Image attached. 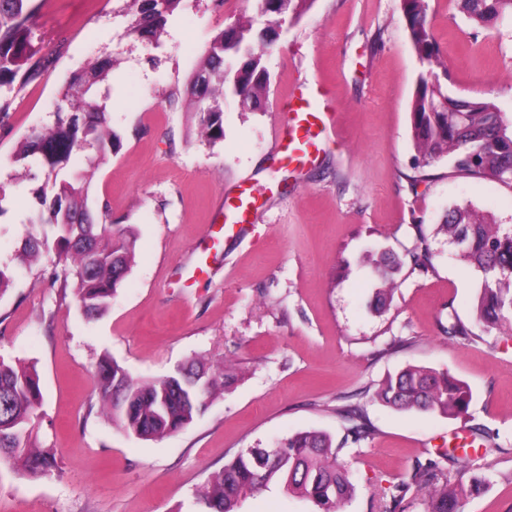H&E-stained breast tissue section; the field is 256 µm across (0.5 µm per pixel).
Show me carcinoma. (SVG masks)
Here are the masks:
<instances>
[{
	"label": "carcinoma",
	"instance_id": "obj_1",
	"mask_svg": "<svg viewBox=\"0 0 512 512\" xmlns=\"http://www.w3.org/2000/svg\"><path fill=\"white\" fill-rule=\"evenodd\" d=\"M31 0H0V90L24 86L45 68L37 57ZM136 6L131 31L157 43L183 0H132ZM268 24L254 34L252 20H237L211 41L202 68L189 93L206 138L224 139L222 100L231 94L253 110L262 108L270 84L265 50L279 23L308 11L314 0H255ZM428 0H400L409 40L426 66L410 105L411 136L416 149L413 180L426 179L424 169L445 160L451 172L495 182L512 189V120L490 97L472 99L452 94L441 77L448 68L427 15ZM460 9L475 28L512 23V0H460ZM112 59H96L75 75L61 93L54 125L33 130L24 139L15 161L37 164L45 181L33 191L40 224L52 235L30 232L16 252L21 264L34 261L47 249L65 259L61 288H72L84 315L104 312L131 269L133 233L112 223L107 211L92 209L89 186L96 161L112 152L115 135L108 125L106 104L94 100L95 88L108 82ZM417 239L403 253L383 252L372 269L384 288L376 290L369 308L385 311L388 292L405 264L422 272L431 252L422 225ZM448 244L458 247L461 260L482 274L473 299L475 320L464 322L448 313V335L468 339L484 331L512 328V225L497 223L470 206L448 210L439 227ZM229 376L221 364L194 360L162 379L138 381L116 361L101 359L97 371L98 399L112 423L143 440L179 432L204 411L211 398L224 392ZM387 406L403 412H432L461 416L472 399L470 388L446 372L411 365L385 380L378 392ZM42 401L38 375L32 366L0 360V466L24 475H48L56 458L36 445L33 423ZM276 460L267 448H247L214 472L198 493L202 512H240L245 499L278 487L310 501L313 512H342L355 494L348 471L337 461L331 437L322 431H302L282 439ZM431 463L414 477L426 492L427 512H464L468 499L488 487L475 475L453 485L438 479Z\"/></svg>",
	"mask_w": 512,
	"mask_h": 512
}]
</instances>
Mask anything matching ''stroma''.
<instances>
[{
	"label": "stroma",
	"mask_w": 512,
	"mask_h": 512,
	"mask_svg": "<svg viewBox=\"0 0 512 512\" xmlns=\"http://www.w3.org/2000/svg\"><path fill=\"white\" fill-rule=\"evenodd\" d=\"M39 57L48 67L10 92L0 114V265L31 229L36 165L15 162L20 141L50 126L61 90L99 57H112L106 101L119 142L98 169L94 209L136 237L131 272L107 311L87 318L53 285L62 262L46 254L18 270L0 295V359L35 367L43 401L34 433L57 468L32 478L0 468V512H198L196 494L241 450L289 434H329L356 486L344 512H426L417 487L396 485L428 463L449 479L490 484L466 512H512V330L464 340L448 313L471 315L480 281L434 229L456 205L512 224V190L430 167L412 184L409 108L423 67L399 0H315L286 20L265 65L264 110L223 102L224 138L202 137L188 84L216 34L242 16L262 26L254 0H184L161 45L131 35L129 0H33ZM448 64L449 89L494 98L512 117V26L476 31L456 0H428ZM321 92L338 135L298 167L276 154L287 142L283 102ZM247 220L224 214L239 196ZM220 224V237L207 225ZM424 232L433 268L404 267L392 301L375 314L378 281L367 250L402 251ZM132 377L157 379L195 358L235 377L178 433L140 440L115 427L96 397L103 356ZM409 365L467 384L466 414L410 413L382 405L387 376ZM347 409L368 436L353 441ZM478 439L482 453L440 454Z\"/></svg>",
	"instance_id": "stroma-1"
}]
</instances>
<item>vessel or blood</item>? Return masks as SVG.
Wrapping results in <instances>:
<instances>
[{"mask_svg": "<svg viewBox=\"0 0 512 512\" xmlns=\"http://www.w3.org/2000/svg\"><path fill=\"white\" fill-rule=\"evenodd\" d=\"M288 139L293 151L310 154L320 144L334 136L336 115L322 111L319 104L308 97H299L287 112Z\"/></svg>", "mask_w": 512, "mask_h": 512, "instance_id": "obj_1", "label": "vessel or blood"}]
</instances>
